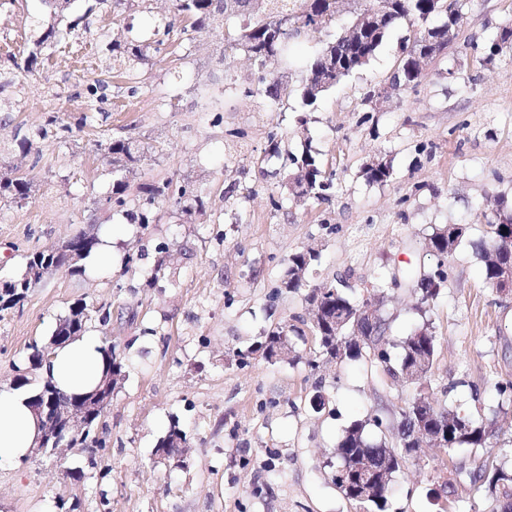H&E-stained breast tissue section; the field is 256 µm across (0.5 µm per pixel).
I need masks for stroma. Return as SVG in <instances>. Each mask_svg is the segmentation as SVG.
Returning a JSON list of instances; mask_svg holds the SVG:
<instances>
[{
  "instance_id": "stroma-1",
  "label": "stroma",
  "mask_w": 512,
  "mask_h": 512,
  "mask_svg": "<svg viewBox=\"0 0 512 512\" xmlns=\"http://www.w3.org/2000/svg\"><path fill=\"white\" fill-rule=\"evenodd\" d=\"M171 15V0H108L91 12L75 0L77 27L27 73L18 62L56 18L44 0L0 7V101L13 106L0 112V175L32 186L26 204L0 208V284L22 274L31 251L112 232L110 268L47 273L0 316V387L22 374L41 386L30 346L48 343L78 302L109 310L108 322L87 326L123 363L96 428L106 448L1 461L0 512H360L331 480L336 441L371 413L396 424L411 390L382 385L360 362L311 368L308 307L302 294L278 293L281 270L289 254L315 248L307 288L347 274L362 297L382 275L435 268L426 237L438 224L469 227L448 259L447 287L422 313L411 288H387L381 311L397 338L432 323L437 357L423 392L471 411L492 435L477 451L426 448L407 459L389 512H489L469 474L489 458L512 464V404L497 392L512 380V297L486 283L475 244L496 197L512 204V58L487 62L478 47L512 21V0H469L447 55L427 61L418 84L365 103L402 59L409 30L399 23L307 113L303 65L283 71L289 94L279 102L245 97L259 73L242 52L225 64L213 26L149 50L130 93L112 76L111 41L150 46ZM97 78L109 91L94 114L76 92ZM87 113L93 122L76 128ZM53 115L74 124L68 139L37 137ZM117 138L150 146L128 177L132 206L145 201L142 185L171 178L198 190L204 213L183 212L171 195L143 229L104 208L114 177L103 146ZM307 144L335 175L330 201H296L277 176ZM378 159L393 175L367 182L364 168ZM277 325L299 331L297 359L255 354L240 365L239 352ZM319 383L330 404L317 412L309 400ZM174 420L188 439L180 464L156 455ZM447 480L455 494L445 500Z\"/></svg>"
}]
</instances>
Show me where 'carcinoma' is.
Returning a JSON list of instances; mask_svg holds the SVG:
<instances>
[{
    "label": "carcinoma",
    "instance_id": "cac0c4a2",
    "mask_svg": "<svg viewBox=\"0 0 512 512\" xmlns=\"http://www.w3.org/2000/svg\"><path fill=\"white\" fill-rule=\"evenodd\" d=\"M226 0H173V16L163 24V35L168 37L180 18L191 21V27H205L221 19L224 21V63L228 64L235 55L244 51L253 57L259 72L262 73L259 84L245 89L248 96H263L277 101L288 94V86L274 77L275 69L287 68L294 60V46L307 40L310 32L326 29L336 24V12L331 10L328 0H234L225 6ZM461 11L460 0L450 4L445 12L447 24L426 28L415 34L410 43L403 49L404 57L401 65L393 73L396 90L414 85L421 78L417 58L425 56L434 58L446 53L448 41L445 39L448 26H457ZM436 13L433 0H391L389 13L373 27L358 43L350 42L344 31H339L326 47L307 62V77L301 92L302 107L307 109L315 105L317 100L334 83L326 81L327 68L330 63H337L342 75L353 74L376 55L391 28L398 21L405 20L411 24L425 23ZM70 28L51 26L35 44L24 60V69L30 72L40 62L43 51L52 49L66 40ZM147 46L139 44L111 43V51L119 54L126 62L122 76L127 81L134 80V62L145 56ZM485 59L491 61L497 56L512 54V25L499 27L496 39L482 47ZM108 82L95 79L81 84L77 95L86 99L91 109L99 111L107 102L106 90ZM107 154L112 157L113 169L117 172H131L143 157L142 148L134 147L129 139H115L106 147ZM290 173L289 190L296 198H308L325 201L333 189L332 175L323 171L316 160V155L309 149L301 153L288 154ZM364 174L368 181L382 183L392 176V168L386 162L367 165ZM128 184L124 179L113 182L112 191L105 199V204L112 211L131 224L147 227L156 220L154 210L149 208L132 209L127 196ZM30 182L23 177L0 179V204L21 205L29 199ZM178 195L185 202V211L203 206L202 198L191 186L184 184L178 189ZM485 224L489 227L492 245L512 246V207L505 201L498 202L497 208L483 214ZM468 226L465 224H444L435 229L428 238L427 246L438 257L445 259L456 251L467 236ZM484 262V278L489 284L498 277V267L494 259L493 249L479 246ZM318 253L312 249L295 251L288 255L280 277L279 290L287 293H298L304 286L305 271L317 261ZM67 262V250L52 261L41 251L25 255V271L17 279L5 283L13 295L12 302L17 305L26 297L30 288L36 285L43 275L54 264ZM409 287L417 298V304L426 307L434 302L442 293L448 282V270L445 265L438 264L431 272L407 276ZM351 285L346 278L326 282L311 289L305 295L306 303L321 301L322 320L312 324V336L318 345L323 359L331 362L336 358V347L344 346V356L340 362L365 360L370 368L381 371L385 379L395 381V377L406 371H431L437 353V339L430 323L407 336L393 338L390 336V322L385 317L373 323L360 324L353 314L361 310L365 300L352 298L347 289ZM90 314L89 305L80 302L70 308L69 314L60 320L49 344L31 345V358L38 359L43 353L52 350L85 330ZM343 314L350 319L343 326V331L332 334L331 320ZM360 329L373 336V346L360 347L352 342L351 336ZM285 348L284 355L295 352V347L288 336V329L282 325L275 326L264 332L261 340L245 352L239 353L242 364H247L250 355L260 352L265 360H270L276 347ZM398 350L391 355V350ZM421 419L435 428L448 429V444L443 451L457 448H484L487 445L489 431L486 426L477 422L470 414L458 407L448 408L439 405L424 396L422 391L415 392L404 403L400 411V422L395 434L396 443H401ZM385 418L380 414L369 415L363 420H356L347 426L336 444V461L349 470L368 463L377 469L388 471L386 480L378 484L376 492L368 499L360 498V484L356 477H351L347 485L338 489L343 496L359 504L375 506L377 512H388V489L393 474L400 469V461L411 456L410 449H395L392 444L380 438H372L369 431H382ZM187 443V434L174 421L170 423L165 435L160 439L157 451L166 454V460H173L183 453ZM472 482L484 490L492 500L490 512H512V468L503 465H482L472 472Z\"/></svg>",
    "mask_w": 512,
    "mask_h": 512
}]
</instances>
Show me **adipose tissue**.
I'll use <instances>...</instances> for the list:
<instances>
[{
  "instance_id": "ef3b65f1",
  "label": "adipose tissue",
  "mask_w": 512,
  "mask_h": 512,
  "mask_svg": "<svg viewBox=\"0 0 512 512\" xmlns=\"http://www.w3.org/2000/svg\"><path fill=\"white\" fill-rule=\"evenodd\" d=\"M105 368V345L93 330L55 348L40 372L65 393H84L100 381ZM39 422L33 413L26 389L0 388V459L27 457L37 445Z\"/></svg>"
}]
</instances>
